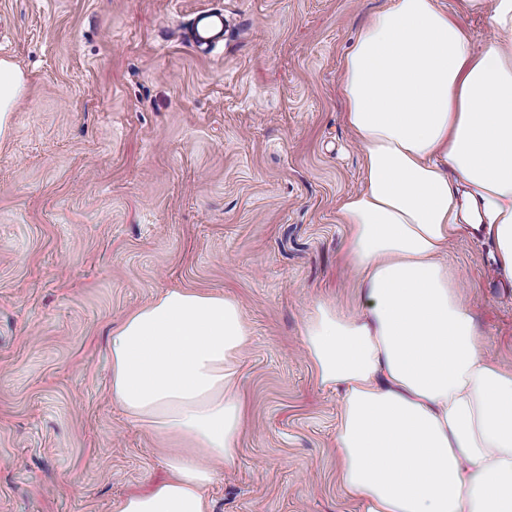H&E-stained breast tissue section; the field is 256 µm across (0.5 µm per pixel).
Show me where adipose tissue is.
<instances>
[{"instance_id": "ef3b65f1", "label": "adipose tissue", "mask_w": 512, "mask_h": 512, "mask_svg": "<svg viewBox=\"0 0 512 512\" xmlns=\"http://www.w3.org/2000/svg\"><path fill=\"white\" fill-rule=\"evenodd\" d=\"M494 38L475 49L464 15ZM344 119L365 159L339 207L362 310L320 303L302 344L340 405L336 457L360 512H512V365L491 358L448 263L470 188L475 229L512 285V0H389L341 61ZM251 336L230 294L169 288L112 330L109 395L176 439L170 479L113 512H210L238 454Z\"/></svg>"}]
</instances>
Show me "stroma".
Instances as JSON below:
<instances>
[{"label": "stroma", "mask_w": 512, "mask_h": 512, "mask_svg": "<svg viewBox=\"0 0 512 512\" xmlns=\"http://www.w3.org/2000/svg\"><path fill=\"white\" fill-rule=\"evenodd\" d=\"M388 0H0L23 92L0 139V512H112L168 477V439L109 398L110 332L166 288L238 297L251 330L238 456L213 512H359L338 484V397L301 331L360 307L339 204L364 162L339 63ZM224 13L201 51L197 12ZM490 354L512 363V288L462 232Z\"/></svg>", "instance_id": "obj_1"}]
</instances>
